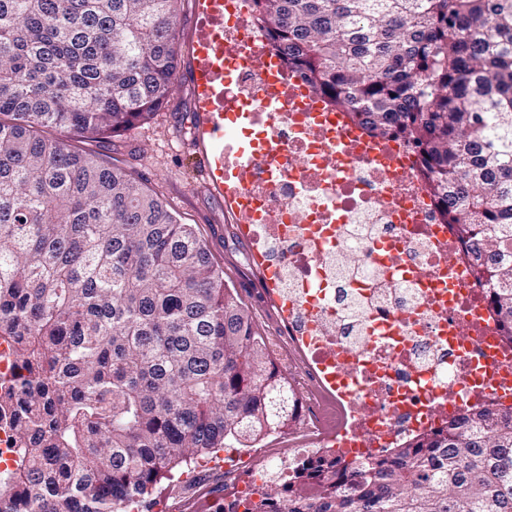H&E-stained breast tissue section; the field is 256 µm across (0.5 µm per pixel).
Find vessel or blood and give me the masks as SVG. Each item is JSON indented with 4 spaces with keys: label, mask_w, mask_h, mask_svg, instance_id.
<instances>
[{
    "label": "vessel or blood",
    "mask_w": 512,
    "mask_h": 512,
    "mask_svg": "<svg viewBox=\"0 0 512 512\" xmlns=\"http://www.w3.org/2000/svg\"><path fill=\"white\" fill-rule=\"evenodd\" d=\"M205 43L201 35L193 45L198 57L191 77L196 108L192 140L202 161L203 184L220 196L224 193V72L201 55Z\"/></svg>",
    "instance_id": "vessel-or-blood-1"
}]
</instances>
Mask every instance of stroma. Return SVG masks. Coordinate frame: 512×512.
Masks as SVG:
<instances>
[{"instance_id": "1", "label": "stroma", "mask_w": 512, "mask_h": 512, "mask_svg": "<svg viewBox=\"0 0 512 512\" xmlns=\"http://www.w3.org/2000/svg\"><path fill=\"white\" fill-rule=\"evenodd\" d=\"M198 25L193 0H183L177 27L179 65L166 108L153 120L109 138L76 139V146L99 152L108 164L133 174L145 190L175 212L182 223L192 225L224 270V279L234 288L244 307L269 344L281 374L291 380L302 398L318 397L310 377L301 375L288 355L281 318L263 295L260 280L250 262V248L231 210L222 197L210 193L199 172V156L190 145L189 122L195 111L188 76L192 56L188 43ZM232 480L223 469L204 467L163 485L160 505L167 512H206L211 502L233 494Z\"/></svg>"}]
</instances>
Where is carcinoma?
Masks as SVG:
<instances>
[{
  "label": "carcinoma",
  "instance_id": "cac0c4a2",
  "mask_svg": "<svg viewBox=\"0 0 512 512\" xmlns=\"http://www.w3.org/2000/svg\"><path fill=\"white\" fill-rule=\"evenodd\" d=\"M182 0H0V512H153L301 400L193 227L47 135L149 122ZM289 69L416 154L512 333V0H248ZM244 512H512V409H471L373 462L321 456Z\"/></svg>",
  "mask_w": 512,
  "mask_h": 512
}]
</instances>
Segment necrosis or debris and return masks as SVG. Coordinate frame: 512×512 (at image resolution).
<instances>
[{
    "label": "necrosis or debris",
    "mask_w": 512,
    "mask_h": 512,
    "mask_svg": "<svg viewBox=\"0 0 512 512\" xmlns=\"http://www.w3.org/2000/svg\"><path fill=\"white\" fill-rule=\"evenodd\" d=\"M220 2L213 32L224 44V128L238 144L224 181L236 187L242 159L254 161L235 217L261 225L281 261L289 345L307 340L335 383L322 404L303 409L319 441L303 456L321 455L327 442L337 461H370L463 409H506L512 340L414 154L370 135L343 106L296 109L302 80L289 70L269 91L273 52L245 0ZM471 320L489 329L483 347L472 343ZM292 467L275 457L250 471L239 499L287 484Z\"/></svg>",
    "instance_id": "obj_1"
}]
</instances>
